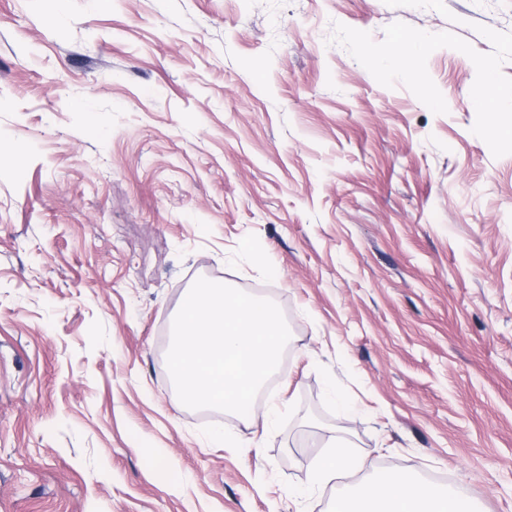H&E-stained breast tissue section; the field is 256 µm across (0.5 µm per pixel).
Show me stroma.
Masks as SVG:
<instances>
[{"instance_id":"stroma-1","label":"stroma","mask_w":512,"mask_h":512,"mask_svg":"<svg viewBox=\"0 0 512 512\" xmlns=\"http://www.w3.org/2000/svg\"><path fill=\"white\" fill-rule=\"evenodd\" d=\"M487 67L512 0H0V512H327L393 470L512 512ZM201 277L290 330L245 416L167 368ZM337 438L361 469L315 479Z\"/></svg>"}]
</instances>
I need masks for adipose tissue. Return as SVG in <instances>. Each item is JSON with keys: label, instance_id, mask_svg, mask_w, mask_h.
I'll list each match as a JSON object with an SVG mask.
<instances>
[{"label": "adipose tissue", "instance_id": "1", "mask_svg": "<svg viewBox=\"0 0 512 512\" xmlns=\"http://www.w3.org/2000/svg\"><path fill=\"white\" fill-rule=\"evenodd\" d=\"M473 98L485 105L499 135L512 139V112L505 100L512 99L491 78L473 89ZM330 512H482L480 505L465 498L453 485L420 480L407 471H393L360 485L354 494H338Z\"/></svg>", "mask_w": 512, "mask_h": 512}]
</instances>
